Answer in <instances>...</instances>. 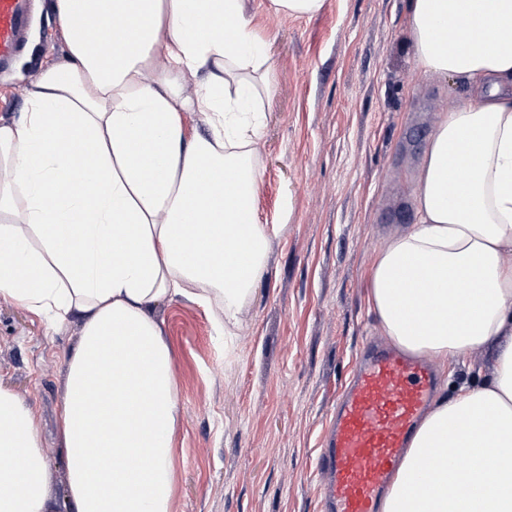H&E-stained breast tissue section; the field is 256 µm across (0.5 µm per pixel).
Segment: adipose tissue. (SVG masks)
<instances>
[{"label": "adipose tissue", "mask_w": 512, "mask_h": 512, "mask_svg": "<svg viewBox=\"0 0 512 512\" xmlns=\"http://www.w3.org/2000/svg\"><path fill=\"white\" fill-rule=\"evenodd\" d=\"M55 9L67 60L41 72L19 119L0 122V298L58 325L82 321L56 433L73 512H171L180 408L153 310L178 296L219 301L223 328L238 323L272 233L255 207L272 68L249 0ZM408 10L420 66L471 96L437 121L418 220L373 258L366 302L410 353L452 367L481 347L496 353L481 386L437 395L382 512H512V0ZM98 21L111 40L93 36ZM186 112L203 113L206 134L187 135ZM424 275L441 286L419 328L410 316ZM432 448L469 467L440 466L428 494L410 499ZM51 483L36 412L0 387V512H52Z\"/></svg>", "instance_id": "1"}]
</instances>
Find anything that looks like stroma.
<instances>
[{
    "instance_id": "35a3bbf8",
    "label": "stroma",
    "mask_w": 512,
    "mask_h": 512,
    "mask_svg": "<svg viewBox=\"0 0 512 512\" xmlns=\"http://www.w3.org/2000/svg\"><path fill=\"white\" fill-rule=\"evenodd\" d=\"M52 2L39 0L30 48L0 75L1 119L19 118L41 71L66 59ZM251 2L274 72L256 206L281 230L233 335L216 329V305L178 297L155 310L181 414L172 512H323L316 461L329 420L361 343L382 333L366 303L369 265L415 223L433 127L470 96L417 63L408 0H325L311 17ZM79 333L78 319L60 328L0 300V385L42 415L54 512H71L67 462L49 437ZM433 364L449 391L492 371L484 349L455 368Z\"/></svg>"
}]
</instances>
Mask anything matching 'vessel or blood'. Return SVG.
Listing matches in <instances>:
<instances>
[{"label":"vessel or blood","instance_id":"vessel-or-blood-1","mask_svg":"<svg viewBox=\"0 0 512 512\" xmlns=\"http://www.w3.org/2000/svg\"><path fill=\"white\" fill-rule=\"evenodd\" d=\"M36 0H0V71L26 48ZM437 384L431 369L387 343L369 345L336 407L327 448L319 458L329 479L323 496L329 512H380L392 473ZM448 448L429 451V463L410 492L422 495Z\"/></svg>","mask_w":512,"mask_h":512}]
</instances>
